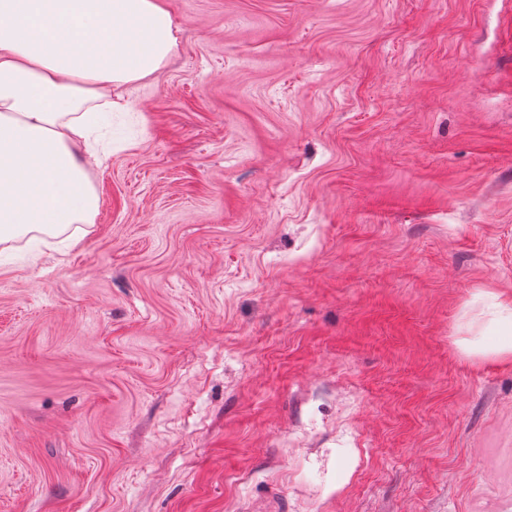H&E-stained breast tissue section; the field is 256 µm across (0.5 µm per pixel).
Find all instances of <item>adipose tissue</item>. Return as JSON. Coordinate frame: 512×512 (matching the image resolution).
Listing matches in <instances>:
<instances>
[{
	"instance_id": "1",
	"label": "adipose tissue",
	"mask_w": 512,
	"mask_h": 512,
	"mask_svg": "<svg viewBox=\"0 0 512 512\" xmlns=\"http://www.w3.org/2000/svg\"><path fill=\"white\" fill-rule=\"evenodd\" d=\"M176 44L159 0H0V243L94 223L88 143L116 93L164 67Z\"/></svg>"
}]
</instances>
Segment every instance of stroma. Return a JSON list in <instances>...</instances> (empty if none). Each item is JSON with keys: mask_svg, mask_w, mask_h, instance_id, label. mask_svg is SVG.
I'll list each match as a JSON object with an SVG mask.
<instances>
[{"mask_svg": "<svg viewBox=\"0 0 512 512\" xmlns=\"http://www.w3.org/2000/svg\"><path fill=\"white\" fill-rule=\"evenodd\" d=\"M162 2L0 253V512H512V0Z\"/></svg>", "mask_w": 512, "mask_h": 512, "instance_id": "35a3bbf8", "label": "stroma"}]
</instances>
